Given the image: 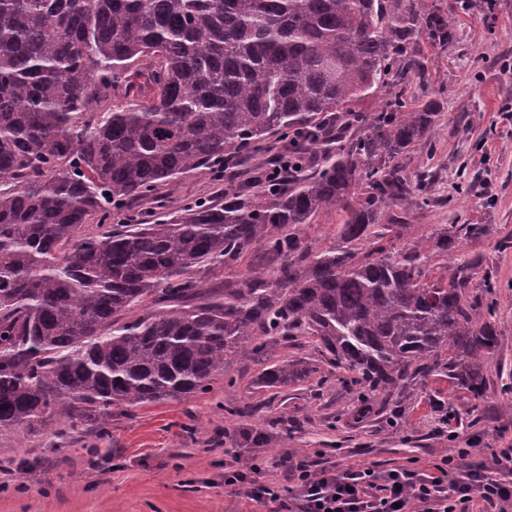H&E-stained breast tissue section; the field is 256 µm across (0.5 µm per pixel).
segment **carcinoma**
<instances>
[{"mask_svg":"<svg viewBox=\"0 0 512 512\" xmlns=\"http://www.w3.org/2000/svg\"><path fill=\"white\" fill-rule=\"evenodd\" d=\"M451 38L430 0H0V431L105 434L115 408L205 391L230 356L268 353L263 336L314 338L370 394L432 375L482 398L498 338L471 294L481 263L432 279L420 243H380L405 228L385 211L420 198L426 175L404 160L440 113L400 95L356 109L420 74L421 41ZM274 135L284 150L235 182ZM196 171L228 178L224 200L112 223ZM331 207L343 245L315 253L302 225ZM485 231L429 242L446 258ZM253 244L277 264L236 288L190 274ZM308 375L273 362L259 385Z\"/></svg>","mask_w":512,"mask_h":512,"instance_id":"cac0c4a2","label":"carcinoma"}]
</instances>
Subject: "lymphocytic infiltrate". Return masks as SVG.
Returning <instances> with one entry per match:
<instances>
[{
    "label": "lymphocytic infiltrate",
    "mask_w": 512,
    "mask_h": 512,
    "mask_svg": "<svg viewBox=\"0 0 512 512\" xmlns=\"http://www.w3.org/2000/svg\"><path fill=\"white\" fill-rule=\"evenodd\" d=\"M468 454L458 449L423 473L366 467L339 474L292 461L288 478L299 496L288 500L256 480L254 462L225 471L224 483L244 486L252 501L278 503L279 512H512V448L491 449L487 464L460 472L456 460Z\"/></svg>",
    "instance_id": "lymphocytic-infiltrate-1"
}]
</instances>
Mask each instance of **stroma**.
<instances>
[{"instance_id": "35a3bbf8", "label": "stroma", "mask_w": 512, "mask_h": 512, "mask_svg": "<svg viewBox=\"0 0 512 512\" xmlns=\"http://www.w3.org/2000/svg\"><path fill=\"white\" fill-rule=\"evenodd\" d=\"M453 18L448 44L424 47V75L409 95L442 114L432 150L406 160L409 171H430L426 205L393 206L401 235L384 239L399 250L450 224H483L485 236L461 241L458 255H479L493 288L475 279L472 291L495 319L499 344L483 373V400L428 377L364 401L349 389L348 372L328 365L311 338L277 340L272 361L301 360L310 377L283 388H262L257 356L235 357L206 391L114 411L106 436L61 426L29 434L0 432V512H273L224 483L234 459H256L260 483L287 494L288 460H326L343 473L373 467L426 470L456 449H470L469 469L489 448L512 446V0H433ZM211 174L192 173L161 189L165 211L190 200L221 199ZM341 218L320 211L303 236L312 251L341 245ZM258 245L216 269H194L212 289L237 287L250 271L272 267Z\"/></svg>"}]
</instances>
